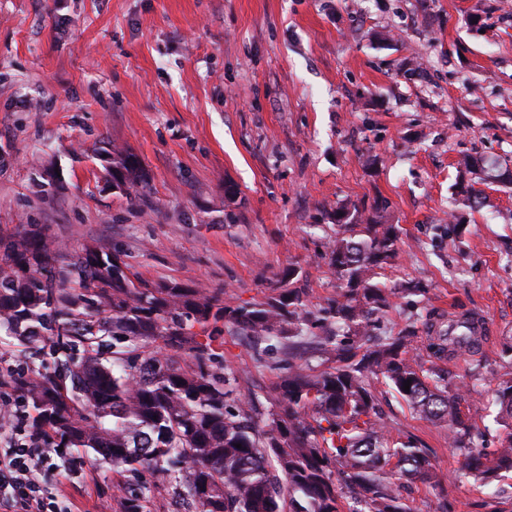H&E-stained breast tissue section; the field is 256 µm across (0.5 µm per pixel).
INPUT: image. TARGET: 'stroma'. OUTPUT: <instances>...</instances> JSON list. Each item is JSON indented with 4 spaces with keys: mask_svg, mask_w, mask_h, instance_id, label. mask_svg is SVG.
<instances>
[{
    "mask_svg": "<svg viewBox=\"0 0 512 512\" xmlns=\"http://www.w3.org/2000/svg\"><path fill=\"white\" fill-rule=\"evenodd\" d=\"M0 0V236L40 225L63 252L99 246L149 284L269 296L300 270L310 309L335 297L330 215L376 203L400 227L377 280L397 289L381 325L417 314L485 315L478 381L470 356L441 367L473 382L465 441L497 448L498 384L512 379V0ZM127 149L149 175L136 200L107 187L104 149ZM484 167L477 210H458L456 161ZM60 177L48 193L46 167ZM416 296L401 295L407 283ZM256 362L225 326L222 363L240 393L317 358ZM378 412L393 435L427 448L452 512H512V496L461 474L447 430L385 385ZM67 495L80 512H122L137 480L78 449Z\"/></svg>",
    "mask_w": 512,
    "mask_h": 512,
    "instance_id": "obj_1",
    "label": "stroma"
}]
</instances>
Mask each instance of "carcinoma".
Masks as SVG:
<instances>
[{"mask_svg": "<svg viewBox=\"0 0 512 512\" xmlns=\"http://www.w3.org/2000/svg\"><path fill=\"white\" fill-rule=\"evenodd\" d=\"M106 158L109 178L125 182L130 200L147 189L134 154L115 147ZM458 168L475 209L480 193L466 176L478 171L465 157ZM331 220L329 257L340 292L316 313L297 287L296 268L288 269V287L234 305L176 282L152 287L102 248L60 262L58 245L36 229L1 236L0 337L55 365L21 383L31 424L58 448L82 449L134 475L166 477L195 512H410L399 487L415 482L439 490L450 512L447 484L427 449L380 422L377 379L415 414L448 430L463 451L462 475L475 485L512 474V381L496 393L507 429L500 446L471 448L461 410L469 389L448 385L439 367L461 350L481 365L484 336L469 320L441 315L424 336L413 329L379 336L358 353V339L392 306L394 291L375 278L398 252L399 226L363 201L336 209ZM219 323L286 353L314 328L336 334L318 348L323 364L291 363L274 385L240 397L242 372L227 364L222 373L213 370L210 339ZM196 325L207 341L198 340ZM158 339L187 351L191 364L181 367L151 349ZM261 396L276 406L264 417L255 413ZM149 493L145 485L134 490L123 512H149Z\"/></svg>", "mask_w": 512, "mask_h": 512, "instance_id": "1", "label": "carcinoma"}]
</instances>
